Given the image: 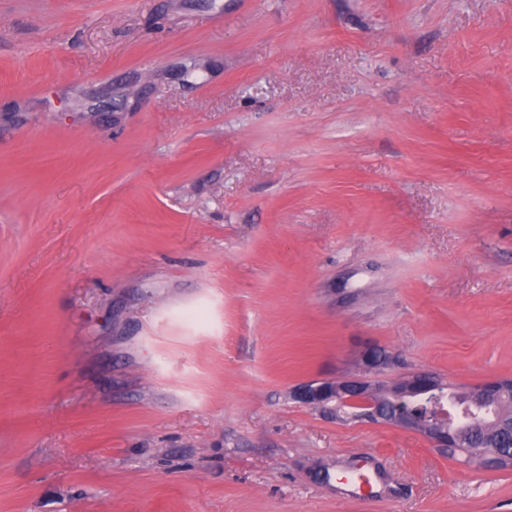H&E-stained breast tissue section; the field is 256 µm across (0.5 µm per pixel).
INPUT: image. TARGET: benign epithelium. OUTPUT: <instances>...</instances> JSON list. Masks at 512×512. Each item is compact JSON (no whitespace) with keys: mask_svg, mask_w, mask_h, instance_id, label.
<instances>
[{"mask_svg":"<svg viewBox=\"0 0 512 512\" xmlns=\"http://www.w3.org/2000/svg\"><path fill=\"white\" fill-rule=\"evenodd\" d=\"M363 370L359 373L323 381H311L293 389L294 401L318 410L323 415L340 422L356 420L374 425H390L422 435L433 448L448 447V430L457 438L469 435L481 427L473 417L456 421L447 415L446 405L437 404L439 424L426 425L412 414L402 410L385 417L376 395H383L393 403L403 405L408 400L433 395L444 387L443 381L434 374L411 373L397 383H388L376 375L396 363V356L378 347H366L359 354ZM512 396V381L501 378L487 379L470 390L472 401L478 405L498 404V394Z\"/></svg>","mask_w":512,"mask_h":512,"instance_id":"benign-epithelium-1","label":"benign epithelium"}]
</instances>
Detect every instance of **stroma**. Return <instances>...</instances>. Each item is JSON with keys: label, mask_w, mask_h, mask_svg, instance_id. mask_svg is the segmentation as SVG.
I'll list each match as a JSON object with an SVG mask.
<instances>
[{"label": "stroma", "mask_w": 512, "mask_h": 512, "mask_svg": "<svg viewBox=\"0 0 512 512\" xmlns=\"http://www.w3.org/2000/svg\"><path fill=\"white\" fill-rule=\"evenodd\" d=\"M369 345L512 377V0H0V512H512ZM359 361L363 367L362 373L301 384L291 392L292 399L336 421L356 420L374 425H390L418 433L430 443L431 448H446L449 458L456 456L454 449L448 448V430H451L452 425L453 434L457 436L459 442L462 437L481 427V423L474 417L462 421L454 420L449 414V408L447 427V410L444 403L437 404L441 423L425 425L423 422L430 423L435 419V412L429 401L414 402L412 405L413 413L423 422L404 410H398L390 418H386L374 396L383 395L395 404L404 405L409 399L418 396L439 394L444 383L439 377L429 373H411L397 383L375 379V375L396 363L394 354L382 352L378 347H366L361 350ZM510 380L511 378H491L477 384L470 390L472 401L477 405L498 404V393L507 392L512 396ZM454 393L451 399L455 400L462 411L476 413L483 421V428L472 436L473 442L494 445L490 448L477 449H488L491 452L512 456V439L501 430L502 424L512 418V402L489 408H476L471 402L469 391Z\"/></svg>", "instance_id": "obj_1"}]
</instances>
